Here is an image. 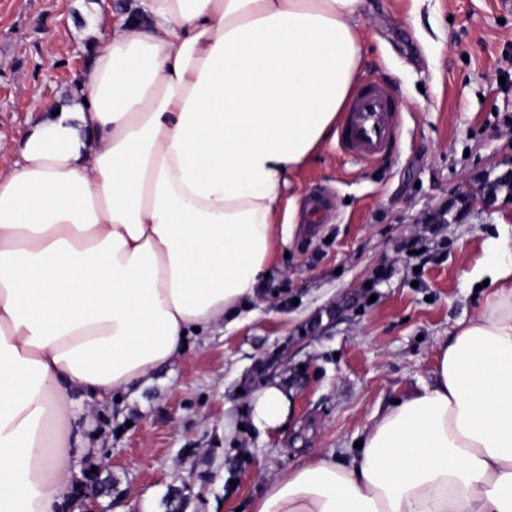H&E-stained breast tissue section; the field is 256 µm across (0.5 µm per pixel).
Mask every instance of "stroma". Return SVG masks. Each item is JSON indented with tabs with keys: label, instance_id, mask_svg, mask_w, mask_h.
Instances as JSON below:
<instances>
[{
	"label": "stroma",
	"instance_id": "35a3bbf8",
	"mask_svg": "<svg viewBox=\"0 0 512 512\" xmlns=\"http://www.w3.org/2000/svg\"><path fill=\"white\" fill-rule=\"evenodd\" d=\"M0 0V156L48 105L64 102L87 43L133 0ZM360 85L393 93L401 124L371 162L326 144L295 180L297 215L238 325L189 337L148 383L77 425L97 452L105 512H249L312 457L339 463L395 401L434 377L437 351L479 309L467 273L485 239L512 225V194L482 207L466 189L512 172V7L502 0H367ZM446 214V223L429 219ZM284 388V427L252 422L257 394Z\"/></svg>",
	"mask_w": 512,
	"mask_h": 512
}]
</instances>
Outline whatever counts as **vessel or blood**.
<instances>
[{
	"instance_id": "obj_1",
	"label": "vessel or blood",
	"mask_w": 512,
	"mask_h": 512,
	"mask_svg": "<svg viewBox=\"0 0 512 512\" xmlns=\"http://www.w3.org/2000/svg\"><path fill=\"white\" fill-rule=\"evenodd\" d=\"M397 112L395 98L387 88H361L339 133L344 152L357 160L385 155L396 141Z\"/></svg>"
}]
</instances>
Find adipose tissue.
Masks as SVG:
<instances>
[{
    "label": "adipose tissue",
    "mask_w": 512,
    "mask_h": 512,
    "mask_svg": "<svg viewBox=\"0 0 512 512\" xmlns=\"http://www.w3.org/2000/svg\"><path fill=\"white\" fill-rule=\"evenodd\" d=\"M365 0H134L0 174V512L66 500L83 400L234 319L295 217L285 190L335 141ZM468 273L479 313L350 462L315 457L252 512H512V237ZM290 400L264 388L260 429Z\"/></svg>",
    "instance_id": "1"
}]
</instances>
